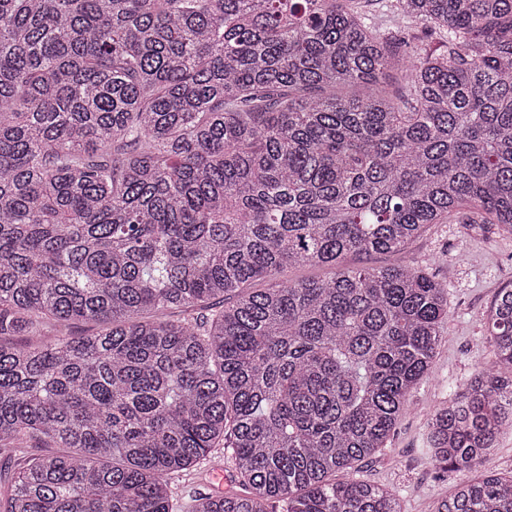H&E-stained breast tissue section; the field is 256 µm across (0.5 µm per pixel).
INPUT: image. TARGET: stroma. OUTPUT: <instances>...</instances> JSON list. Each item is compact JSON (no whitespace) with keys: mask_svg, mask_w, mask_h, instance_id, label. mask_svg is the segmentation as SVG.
<instances>
[{"mask_svg":"<svg viewBox=\"0 0 512 512\" xmlns=\"http://www.w3.org/2000/svg\"><path fill=\"white\" fill-rule=\"evenodd\" d=\"M345 262L352 267L421 268L448 283V319L432 371L412 392L386 448L359 463L356 474L395 492L403 512H433L435 502L468 475L443 471L424 453L428 423L456 384L493 360L483 314L499 288L512 283V236L494 231L482 235L459 219L430 226L400 252L350 255Z\"/></svg>","mask_w":512,"mask_h":512,"instance_id":"obj_1","label":"stroma"}]
</instances>
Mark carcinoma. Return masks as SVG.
<instances>
[{
    "label": "carcinoma",
    "mask_w": 512,
    "mask_h": 512,
    "mask_svg": "<svg viewBox=\"0 0 512 512\" xmlns=\"http://www.w3.org/2000/svg\"><path fill=\"white\" fill-rule=\"evenodd\" d=\"M0 0V512H402L353 477L431 369L448 284L343 265L468 211L512 234V0ZM290 265L329 279L280 283ZM267 281L266 288L253 284ZM496 361L430 418L512 512V286ZM100 331L71 337L75 322ZM342 478H337V475ZM494 465L497 472L508 475L512 472V434H505L494 450ZM208 467H210V465L207 460L201 461L196 467H194L190 475H180L172 480L171 503L174 512H181L182 506L189 500V496L194 494V492L213 493L214 495L215 493H218L214 487L217 483L213 482L209 476H211L212 479L221 478V482L224 478V494L233 493L239 490L235 479L236 473L232 463H223V469L211 468L208 471L209 475L207 474Z\"/></svg>",
    "instance_id": "carcinoma-1"
}]
</instances>
